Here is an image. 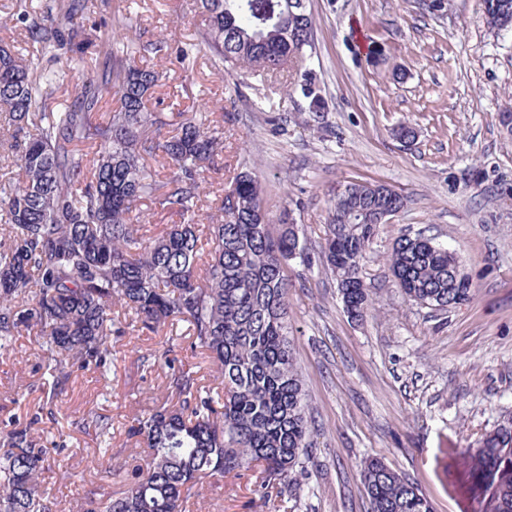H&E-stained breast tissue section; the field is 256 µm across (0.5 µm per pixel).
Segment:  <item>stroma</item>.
Segmentation results:
<instances>
[{"label": "stroma", "mask_w": 512, "mask_h": 512, "mask_svg": "<svg viewBox=\"0 0 512 512\" xmlns=\"http://www.w3.org/2000/svg\"><path fill=\"white\" fill-rule=\"evenodd\" d=\"M61 0H0V42L34 60L35 73L65 69L54 104H74L103 53L123 43L163 75L155 111L202 117L223 135L212 190L242 168L262 184L271 218L291 211L307 257L288 276V337L312 417L311 461L277 512H369L360 464L381 458L414 482L434 512H487L488 484L469 475L464 451L512 419V137L499 124L512 111V31H492L481 0H309L314 18L302 71L228 73L202 39L194 0H89L79 13L90 47L71 61L66 47L40 50L26 15ZM162 42L161 55L140 47ZM321 89L312 112L302 76ZM417 136L405 145L402 125ZM385 183L407 198L377 225L363 264L371 311L353 321L321 260L324 225L338 189ZM421 233L454 251L475 292L436 311L408 300L387 257L394 240ZM186 323L156 333L112 336L107 370L76 371L51 390L45 358L31 337L0 350V429L33 425L52 464L45 472L55 512H79L90 496L125 489L142 445L129 436L134 416L153 407L165 370L154 356L174 346L200 385L214 367L191 347ZM112 433L113 480L97 472L103 429ZM254 473L205 484L187 512H266Z\"/></svg>", "instance_id": "35a3bbf8"}]
</instances>
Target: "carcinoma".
Returning a JSON list of instances; mask_svg holds the SVG:
<instances>
[{
  "instance_id": "cac0c4a2",
  "label": "carcinoma",
  "mask_w": 512,
  "mask_h": 512,
  "mask_svg": "<svg viewBox=\"0 0 512 512\" xmlns=\"http://www.w3.org/2000/svg\"><path fill=\"white\" fill-rule=\"evenodd\" d=\"M205 43L227 69L274 71L305 56L312 17L293 15L291 0H197ZM498 29L512 28V0H482ZM83 8L31 15L29 29L44 50L67 44L84 53L76 25ZM30 59L0 46V117L26 131L17 173L0 177V349L25 333L47 351L50 387L81 370L112 362L109 336L125 334L120 312L140 330L185 322L192 345L212 359L217 386L200 385L163 349V403L133 418L129 434L147 448L134 481L117 496L87 498L80 512H187L205 480L224 481L259 468L261 487L285 498L292 474L309 462L310 424L301 374L288 342V261L304 256V233L271 222L257 176L243 169L217 196L216 222H196L206 189L204 172L223 141L193 118L176 132L148 100L159 73L129 54L110 51L88 77L75 104L51 106L65 72L31 77ZM118 107L96 122L103 97ZM309 107L319 90L300 84ZM162 160L159 183L147 160ZM355 193L333 206L323 260L336 278L345 312L363 318L371 306L361 269L375 225L359 210H400L406 198L381 183H354ZM145 200L178 213L183 222L159 235L139 224ZM401 292L431 309L469 301L472 281L456 253L418 235L398 237L388 256ZM0 512H52L40 477L50 449L29 425L0 432ZM99 449L97 468L112 477V456ZM479 479L496 481L497 512H512V423L489 433L476 449ZM370 512H434L430 500L382 461L363 463Z\"/></svg>"
}]
</instances>
